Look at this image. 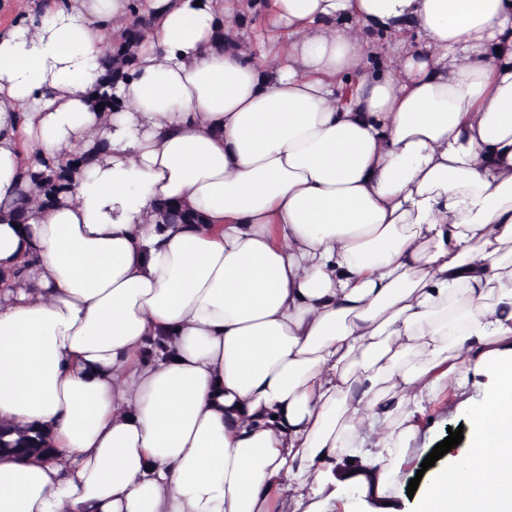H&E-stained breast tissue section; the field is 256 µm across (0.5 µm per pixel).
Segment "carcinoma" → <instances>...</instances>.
Instances as JSON below:
<instances>
[{"label": "carcinoma", "instance_id": "obj_1", "mask_svg": "<svg viewBox=\"0 0 512 512\" xmlns=\"http://www.w3.org/2000/svg\"><path fill=\"white\" fill-rule=\"evenodd\" d=\"M141 0H130V22L120 35L111 39L101 64L107 68L109 79L101 83L95 93L93 104L103 106V111L111 112L119 107L112 94L118 81L130 77L137 68L139 54L146 27H141ZM215 45L226 46L243 44L238 33L231 27L219 25L214 36ZM108 144L97 142L86 151L78 150L65 159H38L27 165L22 175L20 194L42 206L55 204L59 197L71 189L75 174L82 172L91 161V153L107 151ZM157 216L165 224H202L203 216L185 206L164 205L158 208ZM48 450L46 437L30 427L0 425V453L35 458Z\"/></svg>", "mask_w": 512, "mask_h": 512}]
</instances>
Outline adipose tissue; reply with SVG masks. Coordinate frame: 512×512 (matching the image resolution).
Here are the masks:
<instances>
[{
  "label": "adipose tissue",
  "instance_id": "1",
  "mask_svg": "<svg viewBox=\"0 0 512 512\" xmlns=\"http://www.w3.org/2000/svg\"><path fill=\"white\" fill-rule=\"evenodd\" d=\"M143 0L99 112L101 20L0 34V202L38 157L110 150L51 207L0 211V512H336L379 499L428 406L487 377L418 512H512V0ZM182 203L201 224H161ZM141 0H130V22L126 24L120 35L113 37L108 45L105 56L100 60L107 68L109 79L101 83L95 93L93 104L101 112H112L119 107L112 94L114 85L130 77L137 68L139 54L147 25L140 27L137 21L142 18ZM265 35L264 21L261 16H257L252 21H247L245 25L239 27L238 33L234 31L233 27L224 29V23L222 22L215 32L214 41L218 48L224 50L226 45H242L244 42L239 36L246 43L256 45ZM46 437L30 427L0 425V453L35 458L48 450Z\"/></svg>",
  "mask_w": 512,
  "mask_h": 512
}]
</instances>
